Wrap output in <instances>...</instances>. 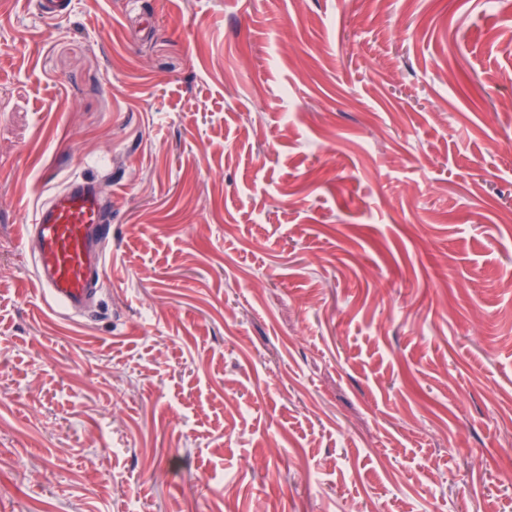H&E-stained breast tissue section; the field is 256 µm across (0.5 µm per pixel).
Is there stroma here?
<instances>
[{
    "instance_id": "obj_1",
    "label": "stroma",
    "mask_w": 512,
    "mask_h": 512,
    "mask_svg": "<svg viewBox=\"0 0 512 512\" xmlns=\"http://www.w3.org/2000/svg\"><path fill=\"white\" fill-rule=\"evenodd\" d=\"M512 0H0V512H512ZM97 180L95 312L19 224Z\"/></svg>"
}]
</instances>
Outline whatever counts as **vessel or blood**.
<instances>
[{
	"label": "vessel or blood",
	"mask_w": 512,
	"mask_h": 512,
	"mask_svg": "<svg viewBox=\"0 0 512 512\" xmlns=\"http://www.w3.org/2000/svg\"><path fill=\"white\" fill-rule=\"evenodd\" d=\"M22 238H36L33 277L47 305L63 316L84 315L105 273L110 211L97 181L75 179L35 210Z\"/></svg>",
	"instance_id": "vessel-or-blood-1"
}]
</instances>
